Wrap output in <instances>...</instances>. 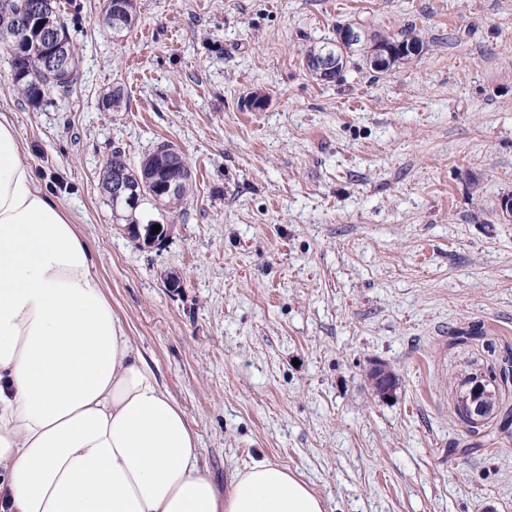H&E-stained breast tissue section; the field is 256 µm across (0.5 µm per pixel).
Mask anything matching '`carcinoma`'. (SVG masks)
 Returning <instances> with one entry per match:
<instances>
[{
    "instance_id": "obj_1",
    "label": "carcinoma",
    "mask_w": 512,
    "mask_h": 512,
    "mask_svg": "<svg viewBox=\"0 0 512 512\" xmlns=\"http://www.w3.org/2000/svg\"><path fill=\"white\" fill-rule=\"evenodd\" d=\"M39 2L42 3L41 15H48L53 20V34L69 48L68 63L65 69L60 71L46 70L41 43L34 41L27 43L25 39L17 38L21 19L36 18V11L32 9V6ZM136 16V0H103L101 27L104 32L112 34V37L115 38L134 25ZM411 43L419 47L423 46L422 41L416 36L405 35L401 39H395L374 34L369 38V45L366 46L363 61L366 64L369 63L376 46L393 51V55L390 56L392 64L399 61H410L412 57L402 52V48ZM350 51H352L350 46L343 49L331 42L325 43L306 52L303 58V68L310 77L320 80L322 76L310 66V60L315 54L336 57L342 64L347 61ZM0 54L7 57L10 62V78L13 84L35 106L39 105L46 93L50 91L70 92L73 83L69 74L79 71L78 47L71 35L68 19L58 10L56 0H0ZM152 159L156 161V168L154 172L148 173L142 166L136 169L131 168L125 153L121 150L112 151L102 172L101 185L104 193L110 194V185L117 178H123L128 182L138 181L142 184L146 182L151 184L163 179L166 170L175 166L185 171L180 188L172 194L160 193L153 189L147 193L145 203L159 212H165L178 205L190 193L193 183L191 170L182 152L173 151L167 155H154ZM511 397L512 377L507 374L500 378L495 377L485 385L483 416L476 420L468 418L470 399L468 391L461 396L457 415L466 425L467 431L471 435L477 436L485 431L488 419L492 418L495 409L501 407L504 409L505 415H512V404L509 403Z\"/></svg>"
}]
</instances>
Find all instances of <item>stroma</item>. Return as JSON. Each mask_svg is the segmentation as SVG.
Masks as SVG:
<instances>
[{
    "label": "stroma",
    "instance_id": "35a3bbf8",
    "mask_svg": "<svg viewBox=\"0 0 512 512\" xmlns=\"http://www.w3.org/2000/svg\"><path fill=\"white\" fill-rule=\"evenodd\" d=\"M83 48L72 92L32 106L0 55V114L80 224L112 310L184 410L217 487L269 458L327 512H512V434L455 415L512 350V0H60ZM414 30L421 55L340 80L302 60L340 27ZM128 107L103 108L112 88ZM265 98L262 109L246 106ZM179 148L194 191L134 239L100 186ZM397 378L382 397L375 363ZM101 27L112 38L130 29L137 16L136 0H103Z\"/></svg>",
    "mask_w": 512,
    "mask_h": 512
}]
</instances>
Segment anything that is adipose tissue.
I'll use <instances>...</instances> for the list:
<instances>
[{
  "label": "adipose tissue",
  "mask_w": 512,
  "mask_h": 512,
  "mask_svg": "<svg viewBox=\"0 0 512 512\" xmlns=\"http://www.w3.org/2000/svg\"><path fill=\"white\" fill-rule=\"evenodd\" d=\"M0 512H326L266 458L217 489L68 211L0 120Z\"/></svg>",
  "instance_id": "adipose-tissue-1"
}]
</instances>
